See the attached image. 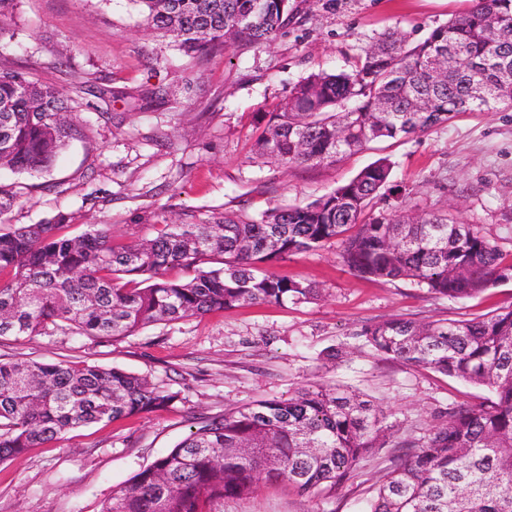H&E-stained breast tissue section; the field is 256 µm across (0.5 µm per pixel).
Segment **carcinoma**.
<instances>
[{
    "mask_svg": "<svg viewBox=\"0 0 512 512\" xmlns=\"http://www.w3.org/2000/svg\"><path fill=\"white\" fill-rule=\"evenodd\" d=\"M133 2L151 29L196 57L232 43L264 46L300 23L302 12L300 0ZM504 17L512 18V0H475L416 44L399 30L381 34L351 70L296 84L256 127L254 154L285 165L333 163L445 124L462 99L477 111L512 103ZM448 56L455 65L435 79L438 59ZM81 137L54 87L0 66V167L42 171ZM390 176L381 158L310 203L277 206L259 219L226 211L201 224H162L155 236L130 243L115 241L106 224L68 235L65 214L12 224L5 215L24 186L0 183V338L59 331L115 341L231 307L308 303L318 289L272 265L336 238L351 270L452 299L512 277V263L473 224L446 212L371 214ZM174 269L186 277H168ZM357 335L377 352L485 387L492 398L452 406L428 435L401 443L385 411L352 391L316 384L256 401L190 432L101 512H224V500L277 480L315 495L349 479L362 460L400 446L407 458L387 457L367 512H512V309L469 320L391 318L364 324ZM179 396L118 366L0 358V461Z\"/></svg>",
    "mask_w": 512,
    "mask_h": 512,
    "instance_id": "carcinoma-1",
    "label": "carcinoma"
}]
</instances>
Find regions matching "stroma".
I'll return each mask as SVG.
<instances>
[{"mask_svg":"<svg viewBox=\"0 0 512 512\" xmlns=\"http://www.w3.org/2000/svg\"><path fill=\"white\" fill-rule=\"evenodd\" d=\"M473 0H307L299 24L270 44L185 55L147 28L132 0H14L0 15V64L31 71L64 95L75 140L43 173L0 170L26 186L14 224L72 216L69 231L107 224L117 240L154 236L161 224H199L222 211L252 218L308 203L385 157L390 180L378 212L449 211L477 225L512 259V104L461 112L423 134L375 143L332 164L255 159V126L308 75L350 69L388 29L410 42L469 9ZM110 96L83 93L75 76ZM163 86L165 99L147 98ZM340 240L275 263L311 283L316 300L246 305L146 327L118 340L54 332L0 339V355L84 360L147 375L180 392L172 408L92 424L26 455L0 462V512H100L105 500L204 421L258 400L288 397L314 383L364 394L391 411L403 438H421L448 409L488 397L486 388L377 354L355 335L390 318L471 319L512 308V280L451 300L407 281L367 279L344 266ZM385 466L360 462L342 487L302 494L285 482L261 485L224 512H364Z\"/></svg>","mask_w":512,"mask_h":512,"instance_id":"obj_1","label":"stroma"}]
</instances>
